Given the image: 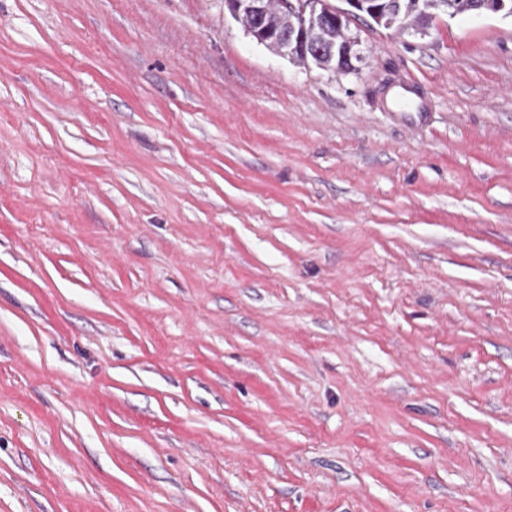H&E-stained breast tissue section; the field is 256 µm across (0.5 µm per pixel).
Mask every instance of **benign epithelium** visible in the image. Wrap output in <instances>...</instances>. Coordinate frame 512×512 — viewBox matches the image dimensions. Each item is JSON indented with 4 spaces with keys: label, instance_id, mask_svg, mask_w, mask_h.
<instances>
[{
    "label": "benign epithelium",
    "instance_id": "1",
    "mask_svg": "<svg viewBox=\"0 0 512 512\" xmlns=\"http://www.w3.org/2000/svg\"><path fill=\"white\" fill-rule=\"evenodd\" d=\"M341 2L343 5L337 6L333 0H279L280 8L298 19V25L286 32L270 31L258 25L265 12V0H224V6L237 20L243 16L253 18L256 24L245 28L246 34L277 54L291 60L304 56L308 64L321 70L356 73L365 60L361 41L348 33L338 41L334 30L343 28L344 20L366 3L378 28L395 30L396 16L381 0ZM488 11L512 15V4L509 0H482L474 9L477 15Z\"/></svg>",
    "mask_w": 512,
    "mask_h": 512
}]
</instances>
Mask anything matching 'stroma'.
<instances>
[{
	"label": "stroma",
	"instance_id": "35a3bbf8",
	"mask_svg": "<svg viewBox=\"0 0 512 512\" xmlns=\"http://www.w3.org/2000/svg\"><path fill=\"white\" fill-rule=\"evenodd\" d=\"M351 29L0 0V512H512V17ZM345 6H337L333 0H269L268 11L265 12V0H225L224 6L232 16L239 20L242 16L254 19L255 25L244 29L247 35L259 44L270 47L277 54L295 60L298 56H305L308 65L337 73H357L365 60L361 48V41L348 33H344L342 41H336L341 33L344 20L350 18L351 13L369 4V12L378 28L393 31L396 28V16L388 5L381 0H336ZM288 15L286 19L278 7ZM263 25V29L260 25ZM298 26H292L297 24ZM292 26V27H291ZM288 27H291L288 29ZM277 30V31H270ZM286 32H278V31ZM336 30V37H334ZM328 60H337V66L324 63Z\"/></svg>",
	"mask_w": 512,
	"mask_h": 512
}]
</instances>
